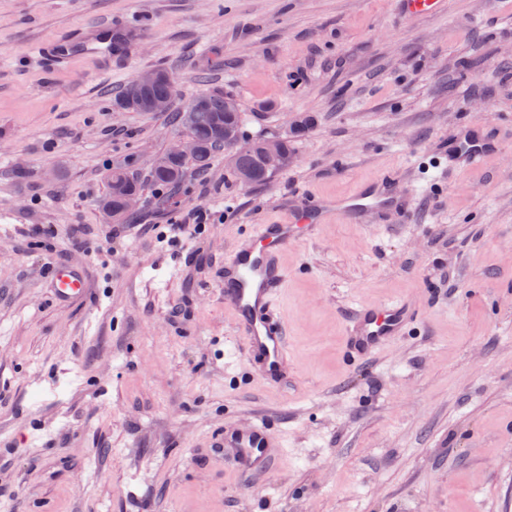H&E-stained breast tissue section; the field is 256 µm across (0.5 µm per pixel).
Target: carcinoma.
<instances>
[{
    "mask_svg": "<svg viewBox=\"0 0 512 512\" xmlns=\"http://www.w3.org/2000/svg\"><path fill=\"white\" fill-rule=\"evenodd\" d=\"M178 95V85L173 76L168 80L152 87L146 92V96H165L169 102H174ZM175 123L183 128L187 135L196 138L201 149L198 154L174 161L169 164V169L163 171L155 169L151 171L154 182L165 185H177L181 182L185 166H192L204 172L208 170L217 155L221 151L233 152L234 163L229 166L230 174L238 182H243V173H252V184L266 183L272 173L266 170L262 164L261 149L265 139L257 138L246 140L241 129L243 115L240 111H231L225 103V96L220 92L203 93L193 98L182 111L174 113ZM129 191L140 193L139 178L133 172L117 167L109 175V192L102 201V206L112 205L116 208L119 204L117 183Z\"/></svg>",
    "mask_w": 512,
    "mask_h": 512,
    "instance_id": "1",
    "label": "carcinoma"
}]
</instances>
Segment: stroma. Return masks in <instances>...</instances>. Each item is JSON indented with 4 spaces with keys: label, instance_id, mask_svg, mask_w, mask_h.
<instances>
[{
    "label": "stroma",
    "instance_id": "1",
    "mask_svg": "<svg viewBox=\"0 0 512 512\" xmlns=\"http://www.w3.org/2000/svg\"><path fill=\"white\" fill-rule=\"evenodd\" d=\"M447 2L410 17L395 0H0V512H512V0ZM108 21L144 35L111 68L37 51ZM156 68L174 109L235 97L245 137L293 140L291 164L255 186L220 157L152 183L180 130L113 100ZM473 120L502 153L451 168ZM116 165L142 182L119 241L101 209ZM386 173L397 221L329 224L285 254L288 381H261L225 256L288 197ZM195 207L200 234L151 232ZM77 224L89 249L69 245ZM51 263L83 268L87 300L54 302ZM393 298L419 320L346 365L350 312ZM260 419L283 437L266 473L210 453Z\"/></svg>",
    "mask_w": 512,
    "mask_h": 512
}]
</instances>
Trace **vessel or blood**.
Wrapping results in <instances>:
<instances>
[{
  "label": "vessel or blood",
  "mask_w": 512,
  "mask_h": 512,
  "mask_svg": "<svg viewBox=\"0 0 512 512\" xmlns=\"http://www.w3.org/2000/svg\"><path fill=\"white\" fill-rule=\"evenodd\" d=\"M116 34V29L105 23L40 45L39 51L57 67L77 58L108 65L115 58L129 56L128 51L113 50ZM499 148V142L488 136L484 125L474 122L463 131L448 159L457 168L469 170L482 165ZM398 208L393 178L383 175L323 206H289L285 219L258 225L252 237L225 258L224 302L235 318L244 352L256 364L261 378L278 381L286 367L288 334L275 311L286 284L283 257L289 246L299 235L312 234L319 225L334 220L357 221L370 215L377 222H389ZM50 281L55 300L64 304L82 301L90 290L85 273L65 264L51 268ZM414 319L412 307L401 298L360 305L347 319L343 350L353 359L364 361L403 336ZM280 445L277 432L261 421L225 428L211 442L216 455L230 458L243 470L265 467L272 449Z\"/></svg>",
  "instance_id": "1"
}]
</instances>
